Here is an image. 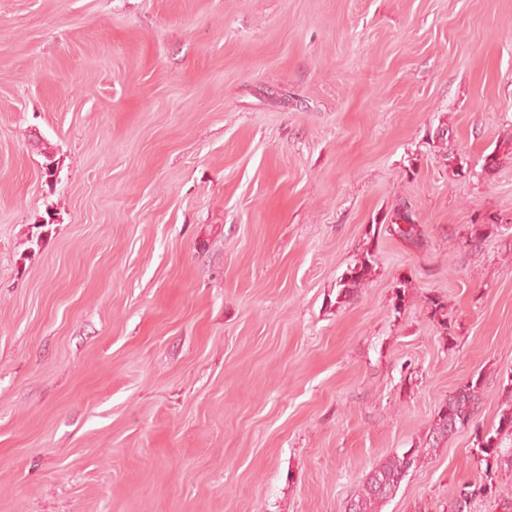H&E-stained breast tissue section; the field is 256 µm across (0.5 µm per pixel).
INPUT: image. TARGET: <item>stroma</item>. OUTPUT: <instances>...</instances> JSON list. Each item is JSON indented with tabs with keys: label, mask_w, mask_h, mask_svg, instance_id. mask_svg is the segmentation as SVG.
I'll return each instance as SVG.
<instances>
[{
	"label": "stroma",
	"mask_w": 512,
	"mask_h": 512,
	"mask_svg": "<svg viewBox=\"0 0 512 512\" xmlns=\"http://www.w3.org/2000/svg\"><path fill=\"white\" fill-rule=\"evenodd\" d=\"M472 377L495 429L512 0H0V512H346ZM366 255L364 258L359 259L353 266H350L345 276L340 280L337 293V297H339L338 300L341 301L343 298H346L353 289L359 288L360 285L371 276L374 269V265L370 259L372 254L370 252L369 255L367 252ZM425 302L427 304L428 313L436 324L437 332L442 338L446 339L448 335H450L448 331L450 325L448 327V312L446 311L441 298L428 296L425 299Z\"/></svg>",
	"instance_id": "35a3bbf8"
}]
</instances>
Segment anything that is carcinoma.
Here are the masks:
<instances>
[{"label": "carcinoma", "mask_w": 512, "mask_h": 512, "mask_svg": "<svg viewBox=\"0 0 512 512\" xmlns=\"http://www.w3.org/2000/svg\"><path fill=\"white\" fill-rule=\"evenodd\" d=\"M373 269L368 256L349 267L339 282L337 297L343 299L360 287L371 276ZM425 302L437 332L442 338H447L448 312L441 298L429 296ZM481 390V380L470 379L449 395L437 411L423 443L376 466L366 477L359 494L349 503L350 512H381L384 503L393 497L412 468L422 464L450 436L471 425ZM506 393L507 402L498 428L484 434L478 430L474 432V453L479 464L484 466L485 482L471 491L462 490L452 503L451 512H467L471 498L478 493L490 494L497 499L502 495V490L495 484V477L503 470L512 472V448L503 447L502 440L505 435L512 437V378L508 379Z\"/></svg>", "instance_id": "obj_1"}]
</instances>
